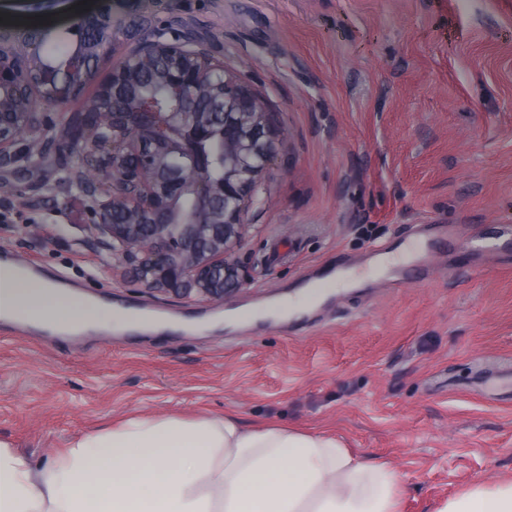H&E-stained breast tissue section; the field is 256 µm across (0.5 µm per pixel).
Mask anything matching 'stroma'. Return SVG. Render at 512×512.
<instances>
[{"instance_id": "35a3bbf8", "label": "stroma", "mask_w": 512, "mask_h": 512, "mask_svg": "<svg viewBox=\"0 0 512 512\" xmlns=\"http://www.w3.org/2000/svg\"><path fill=\"white\" fill-rule=\"evenodd\" d=\"M105 8L191 19L265 97L280 148L236 253L247 286L209 303L120 284L84 195L60 183L74 159L46 113L42 166L0 168L17 186L0 192V252L173 325L61 337L0 321V442L47 465L131 416L232 412L389 463L401 512L512 477V392L483 390L512 374V249L469 247L512 227V0H0V27L47 20L68 44L75 16ZM414 240L423 281L333 288ZM309 279L329 286L318 307L252 319Z\"/></svg>"}]
</instances>
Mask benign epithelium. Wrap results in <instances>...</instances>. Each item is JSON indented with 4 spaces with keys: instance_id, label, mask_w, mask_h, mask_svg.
Returning <instances> with one entry per match:
<instances>
[{
    "instance_id": "1",
    "label": "benign epithelium",
    "mask_w": 512,
    "mask_h": 512,
    "mask_svg": "<svg viewBox=\"0 0 512 512\" xmlns=\"http://www.w3.org/2000/svg\"><path fill=\"white\" fill-rule=\"evenodd\" d=\"M72 36L62 64L37 26L0 34V165L32 168L44 114L61 113L75 128L65 181L88 197L112 269L148 294L224 300L246 285L235 252L276 150L263 100L185 18L105 9Z\"/></svg>"
}]
</instances>
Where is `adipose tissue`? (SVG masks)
<instances>
[{"label":"adipose tissue","instance_id":"obj_1","mask_svg":"<svg viewBox=\"0 0 512 512\" xmlns=\"http://www.w3.org/2000/svg\"><path fill=\"white\" fill-rule=\"evenodd\" d=\"M0 318L145 327L45 279L0 267ZM401 479L328 432L239 417H138L74 441L37 468L0 443V512H400ZM436 512H512V479L476 481Z\"/></svg>","mask_w":512,"mask_h":512}]
</instances>
